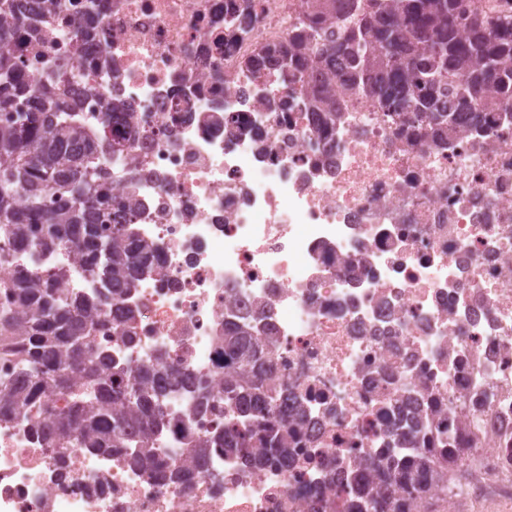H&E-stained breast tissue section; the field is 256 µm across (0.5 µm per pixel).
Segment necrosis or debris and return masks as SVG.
Returning a JSON list of instances; mask_svg holds the SVG:
<instances>
[{"label": "necrosis or debris", "mask_w": 512, "mask_h": 512, "mask_svg": "<svg viewBox=\"0 0 512 512\" xmlns=\"http://www.w3.org/2000/svg\"><path fill=\"white\" fill-rule=\"evenodd\" d=\"M99 3L83 24L29 0L39 23L8 46L29 78L67 63L85 126L114 108L132 115L107 192L133 196L166 274L126 297L132 338L97 300L95 346L116 365L162 363L216 390L217 336L264 308L275 380L309 419L287 465L253 468L214 448L198 470L183 436H208L223 417L172 392L156 445L189 472L179 483L145 477L124 449L60 452L29 420L0 422V512H347L328 463L383 453L389 406L410 390L432 424L461 427L470 399L492 392L478 463L512 471V123L438 144L344 95L325 130L292 93L313 69L249 67L299 21V0ZM237 5L253 22L232 31Z\"/></svg>", "instance_id": "1"}]
</instances>
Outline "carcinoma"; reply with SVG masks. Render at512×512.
<instances>
[{
    "instance_id": "cac0c4a2",
    "label": "carcinoma",
    "mask_w": 512,
    "mask_h": 512,
    "mask_svg": "<svg viewBox=\"0 0 512 512\" xmlns=\"http://www.w3.org/2000/svg\"><path fill=\"white\" fill-rule=\"evenodd\" d=\"M303 15L286 43L251 63L255 72L288 62L331 69L345 91L434 127L449 140L467 120L486 133L512 118V0H489L492 10L462 19L458 0H300ZM22 0H0V265L10 252L26 253L32 267L1 277L0 289L16 303L0 308V354L13 356L16 376L0 383V420L38 419L48 448H127V460L146 475L162 464L155 436L164 401L183 371L164 365L136 371L116 368L92 343L96 308L84 294L60 282L77 276L107 289L116 306L112 329L129 335L127 292L145 276H161L155 245L134 224L135 203L117 208L102 193L111 175L109 158L126 151L127 113L106 112L95 130L78 121L77 102L56 87L68 82L66 65L34 84L17 72L4 44L24 23ZM312 106L325 126L336 124V97L327 84ZM272 340L236 323L224 325V387L198 394L195 408L224 401L229 417L211 436L190 439L194 465L208 448L253 467L288 462L293 434L306 410L288 406V393L273 381ZM67 390L73 407L57 411L49 395ZM112 411L101 413L102 399ZM385 437L388 452L354 464L344 477L352 512H448V495L476 464L471 431L426 430L411 397L392 405Z\"/></svg>"
}]
</instances>
